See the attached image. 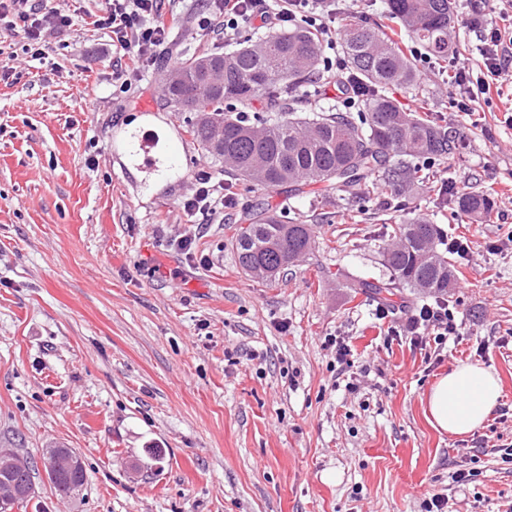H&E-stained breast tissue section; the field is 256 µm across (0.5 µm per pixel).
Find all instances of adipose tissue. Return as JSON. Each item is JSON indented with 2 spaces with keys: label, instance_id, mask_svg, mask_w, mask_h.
I'll return each mask as SVG.
<instances>
[{
  "label": "adipose tissue",
  "instance_id": "1",
  "mask_svg": "<svg viewBox=\"0 0 512 512\" xmlns=\"http://www.w3.org/2000/svg\"><path fill=\"white\" fill-rule=\"evenodd\" d=\"M500 395V381L492 368L457 363L431 386L426 396L430 422L452 435L471 434L488 419Z\"/></svg>",
  "mask_w": 512,
  "mask_h": 512
}]
</instances>
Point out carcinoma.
<instances>
[{
    "label": "carcinoma",
    "instance_id": "obj_1",
    "mask_svg": "<svg viewBox=\"0 0 512 512\" xmlns=\"http://www.w3.org/2000/svg\"><path fill=\"white\" fill-rule=\"evenodd\" d=\"M454 0H386L378 17L363 22L350 19L342 34V49L349 69L364 89L357 112L280 113L282 93H297L317 77L323 47L310 27L298 25L230 52L195 56L175 69L178 80L163 85L165 104L175 112H189L184 132L207 154L224 163L246 188L287 186L299 191L310 183L323 184L332 193L343 187L390 188L400 206L416 184L430 180V160L441 166L462 148L459 132L439 123L426 112L406 111L392 96L394 90L417 88L415 62L402 49V33L419 42L428 53L444 61L453 52L450 25ZM222 71L211 83L203 62ZM262 97L275 117L248 116L237 111ZM224 140L214 139L215 128ZM262 164L265 177L254 181L250 170ZM451 178L432 186L438 208L453 204L469 218L486 219L494 201L481 191L454 195ZM391 244L383 256L388 279L357 276L348 287L390 301L406 288L444 296L455 287V271L448 262V244L431 220L405 217L387 225ZM315 244L310 225L296 224L283 213L255 209L251 222L235 240L237 260L244 270L261 268L275 279L306 255ZM36 466L0 471V484L20 486L34 482ZM86 470L79 465L49 478L56 494L66 499L85 484Z\"/></svg>",
    "mask_w": 512,
    "mask_h": 512
}]
</instances>
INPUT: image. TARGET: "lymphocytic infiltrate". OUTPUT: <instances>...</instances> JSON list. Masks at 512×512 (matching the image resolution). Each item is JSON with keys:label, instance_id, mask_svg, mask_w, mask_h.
Returning <instances> with one entry per match:
<instances>
[{"label": "lymphocytic infiltrate", "instance_id": "lymphocytic-infiltrate-1", "mask_svg": "<svg viewBox=\"0 0 512 512\" xmlns=\"http://www.w3.org/2000/svg\"><path fill=\"white\" fill-rule=\"evenodd\" d=\"M469 2L468 25L477 30L483 44L482 70L473 74L457 55L449 60L448 71L455 86L452 106L458 112L475 111L479 102L489 100L492 91L512 86V31L502 25L504 19L512 18V0H501L500 21L492 26L485 20L482 0ZM164 4L165 0H105L94 25L109 33L113 47L126 61L124 68L116 70V79L138 74L141 66L153 61L157 50L168 43L172 27L161 18ZM335 13L336 0H199L195 17L200 31L219 26L228 43L236 40L242 24L273 18L292 25L301 18L325 37L327 48L332 50L336 47L331 29ZM75 21L69 8L51 6L45 0H0V25L22 34L34 61L43 60L50 39L71 29ZM233 203L223 185L202 167L181 207L188 220L199 216L211 220ZM388 333L408 337L411 345L420 346L430 336L438 341L460 336L461 325L447 304H426L412 312L405 326L389 328Z\"/></svg>", "mask_w": 512, "mask_h": 512}]
</instances>
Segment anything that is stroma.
Masks as SVG:
<instances>
[{
  "mask_svg": "<svg viewBox=\"0 0 512 512\" xmlns=\"http://www.w3.org/2000/svg\"><path fill=\"white\" fill-rule=\"evenodd\" d=\"M74 27L31 67L20 35L0 29L15 71L0 79V448L39 457L71 448L88 481L60 499L37 474L35 505L14 512H512V108L506 97L466 116L436 63L396 91L458 130L457 192L486 190L488 219L409 206L466 239L448 303L463 336L426 347L388 336L421 298L404 291L387 319L348 276L389 278L382 248L388 188L320 185L245 190L195 230L181 209L195 172L222 164L162 99L163 75L226 52L181 9L148 74L120 91L112 44L92 19L102 0H58ZM311 225L302 262L259 282L237 262L235 229L256 205ZM195 235L191 254L172 247ZM345 340L350 367L326 337ZM493 368L499 404L474 433L437 431L425 395L459 362ZM468 473L457 483L456 472Z\"/></svg>",
  "mask_w": 512,
  "mask_h": 512,
  "instance_id": "stroma-1",
  "label": "stroma"
}]
</instances>
